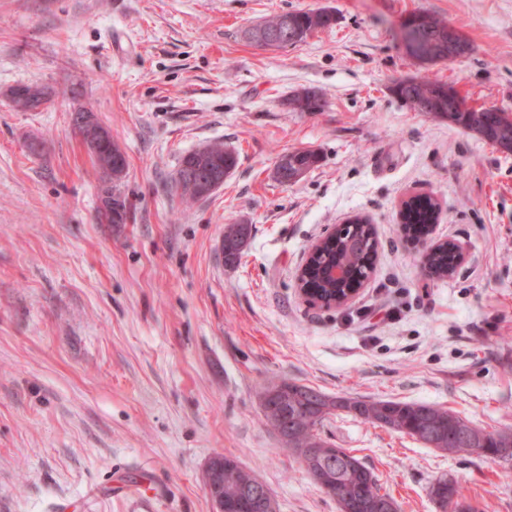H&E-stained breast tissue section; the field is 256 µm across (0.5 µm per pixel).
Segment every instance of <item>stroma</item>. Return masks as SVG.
I'll return each mask as SVG.
<instances>
[{"label": "stroma", "mask_w": 512, "mask_h": 512, "mask_svg": "<svg viewBox=\"0 0 512 512\" xmlns=\"http://www.w3.org/2000/svg\"><path fill=\"white\" fill-rule=\"evenodd\" d=\"M335 9L305 42L263 48L248 28ZM416 12L458 30L468 57L407 54ZM437 78L469 106L512 112V0H0V512H215L207 464L254 469L280 512H337L264 422L262 386L429 402L512 430V153L411 110L393 81ZM49 102L13 108L18 85ZM317 88L319 112L289 108ZM93 112L126 157L124 223L74 130ZM221 143L237 165L209 196L174 186L186 153ZM320 161L282 184L280 154ZM432 195V236L462 244L426 276L404 201ZM374 269L345 306L308 303L311 246L354 216ZM248 224L238 265L224 227ZM326 437L372 466L401 512H439L436 478L482 512H512V461L448 455L340 412Z\"/></svg>", "instance_id": "35a3bbf8"}]
</instances>
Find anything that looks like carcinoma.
I'll use <instances>...</instances> for the list:
<instances>
[{
    "label": "carcinoma",
    "instance_id": "cac0c4a2",
    "mask_svg": "<svg viewBox=\"0 0 512 512\" xmlns=\"http://www.w3.org/2000/svg\"><path fill=\"white\" fill-rule=\"evenodd\" d=\"M290 18V29L297 38L289 45H296L319 30L329 29L336 23V11L331 8L290 11L278 14L263 23L268 32L281 28L283 17ZM408 21L415 24L423 40L430 44L428 57L423 62L435 64L448 60L445 35L448 25L428 13L413 14ZM450 86L440 81L406 77L393 82L390 91L395 98L409 104L413 110L434 118L446 119L466 132L474 134L493 146L509 148L512 143V114L487 112L466 105L457 92H448ZM48 102L47 94L40 89L37 94L14 101L22 111H34ZM322 94L314 88H301L288 98V106L297 112H319L324 108ZM97 165L105 172L112 171V186L106 190L104 202H112L115 217L112 223L122 224L126 217V197L118 185L124 175L126 159L119 146L112 141L95 157ZM319 155L311 150H297L279 156L275 177L280 183L290 178L300 167L313 168ZM237 165L234 152L221 144L209 146L208 157L200 159L196 152L185 154L174 178L176 189L182 196L195 200L202 194L181 182L185 170L193 172H218L229 174ZM438 202L428 194L411 197L404 203V230L413 240L429 234V225L436 222ZM252 225L227 224L224 227L222 253L224 263L230 266L240 261L242 252L251 237ZM377 253V240L373 227L362 221L336 227L318 247L316 256L305 261L298 274L299 287L312 291L311 301L331 305L339 296L346 295L353 285H362L373 270ZM454 255L450 243L440 244L425 257V265L438 277L448 276L453 270ZM333 268H341L346 277L335 280L329 276ZM260 406L266 424L278 436L283 450L299 465L313 483L336 501L338 512H383L379 504L394 497L382 491L373 469L368 467L350 448H340L321 432L323 422L336 412H346L374 426L399 432L414 438L427 448L448 454L477 455L483 448L493 457L512 459V430L488 431L462 418L455 411L441 405L401 401L396 399H364L346 395H329L297 381L283 379L265 385L259 392ZM224 500L239 501L244 489L255 485L270 500V512H279L274 495L257 473L242 466L232 456L224 457ZM430 499L441 512H481L479 505L467 500L461 485L454 478L442 476L428 488Z\"/></svg>",
    "mask_w": 512,
    "mask_h": 512
}]
</instances>
